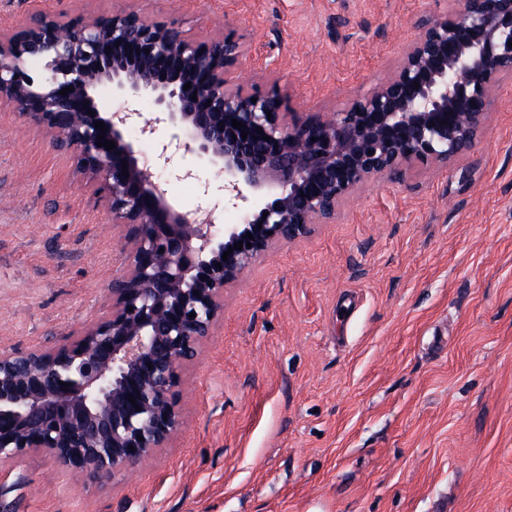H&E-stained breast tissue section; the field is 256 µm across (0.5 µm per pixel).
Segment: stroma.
Segmentation results:
<instances>
[{"label": "stroma", "instance_id": "1", "mask_svg": "<svg viewBox=\"0 0 512 512\" xmlns=\"http://www.w3.org/2000/svg\"><path fill=\"white\" fill-rule=\"evenodd\" d=\"M456 0H0L35 15L142 9L235 31L241 81L298 115L374 88ZM139 149L182 211L229 217L224 177L166 127ZM109 221L45 131L0 108V354L65 343L112 307ZM181 427L101 487L34 452L0 512H512V79L472 149L376 178L224 290L180 385Z\"/></svg>", "mask_w": 512, "mask_h": 512}]
</instances>
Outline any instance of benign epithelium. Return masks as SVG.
I'll return each instance as SVG.
<instances>
[{
    "mask_svg": "<svg viewBox=\"0 0 512 512\" xmlns=\"http://www.w3.org/2000/svg\"><path fill=\"white\" fill-rule=\"evenodd\" d=\"M511 42L512 0H461L419 26L367 95L294 119L275 88L233 80L242 50L232 33L193 37L141 10L36 15L0 32V106L51 133L52 148L70 156L94 203L122 227L125 255L106 317L64 344L0 355V466L43 452L103 482L165 447L180 426L182 372L224 313V288L274 245L331 223L369 180L469 150L493 89L512 78ZM104 85L152 99L144 136L164 123L184 138L224 174V196L243 203L244 223L221 228L210 211L175 206L127 135L141 113L100 110ZM100 134L116 148L97 146ZM239 241L243 249L222 259Z\"/></svg>",
    "mask_w": 512,
    "mask_h": 512,
    "instance_id": "7a95c632",
    "label": "benign epithelium"
}]
</instances>
